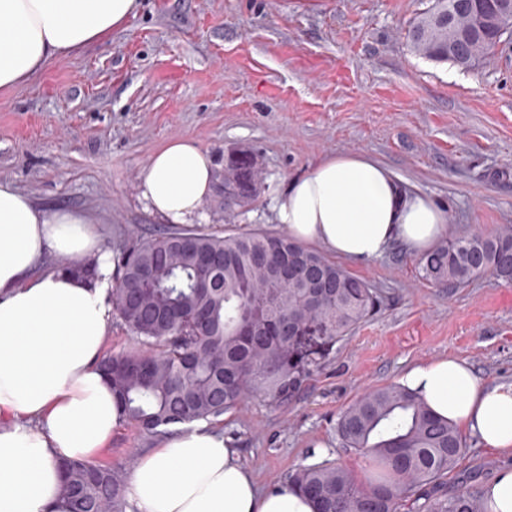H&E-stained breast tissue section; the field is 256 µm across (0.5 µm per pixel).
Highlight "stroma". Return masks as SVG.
<instances>
[{"label":"stroma","instance_id":"obj_1","mask_svg":"<svg viewBox=\"0 0 512 512\" xmlns=\"http://www.w3.org/2000/svg\"><path fill=\"white\" fill-rule=\"evenodd\" d=\"M435 0H140L103 42L0 91V179L45 211L81 209L119 255L135 236L169 231L147 211L140 178L168 140L186 137L214 162L202 228L283 233L274 200L292 178L336 155L369 156L408 191L442 203L450 236L512 225V37L461 69L417 56L410 31ZM251 151L258 193L224 219V160ZM382 304L290 400L264 392L224 413L221 428L259 485L341 463L361 480L369 460L344 447L340 413L411 365L445 356L490 384L512 383V284L485 274L464 288L425 280L394 246L352 266ZM448 474L485 486L512 459L464 435ZM123 424L102 465L129 472L156 447Z\"/></svg>","mask_w":512,"mask_h":512}]
</instances>
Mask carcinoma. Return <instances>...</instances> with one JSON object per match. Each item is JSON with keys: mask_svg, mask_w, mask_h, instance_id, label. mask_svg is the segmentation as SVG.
<instances>
[{"mask_svg": "<svg viewBox=\"0 0 512 512\" xmlns=\"http://www.w3.org/2000/svg\"><path fill=\"white\" fill-rule=\"evenodd\" d=\"M489 0H436L413 27L415 52L469 68L502 37L480 13ZM238 200L257 192L254 157L232 159ZM425 280L461 287L492 272L512 283V226L437 245L421 260ZM380 305L375 288L318 251L285 235L254 231L219 235L184 228L139 236L117 257L112 306L136 346L105 357L101 369L120 403L122 421L148 436L173 425L218 418L262 390L285 400L312 376L317 362L279 335L277 324L304 325L302 336L345 340ZM347 448L368 457L380 475L362 482L346 466L303 467L289 482L309 495L315 512H487L483 492H448L447 475L464 447L458 430L431 414L400 385L377 387L339 416ZM65 512H126L121 471L72 461L63 483Z\"/></svg>", "mask_w": 512, "mask_h": 512, "instance_id": "cac0c4a2", "label": "carcinoma"}]
</instances>
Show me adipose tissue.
<instances>
[{
    "mask_svg": "<svg viewBox=\"0 0 512 512\" xmlns=\"http://www.w3.org/2000/svg\"><path fill=\"white\" fill-rule=\"evenodd\" d=\"M139 8L140 0H0V90L104 40ZM213 183L209 153L176 138L152 156L141 198L167 223L191 224ZM274 210L294 241L354 265L397 243L423 254L448 233L441 204L360 155L326 158L292 179ZM50 255L97 263L99 277L42 270ZM109 258L90 214L45 212L0 180V512H64L61 462L91 461L119 425L100 369L112 323ZM400 383L436 417L512 456V384L488 385L453 357L413 365ZM129 498L135 512H314L293 486L260 489L230 439L206 423L143 453Z\"/></svg>",
    "mask_w": 512,
    "mask_h": 512,
    "instance_id": "obj_1",
    "label": "adipose tissue"
}]
</instances>
